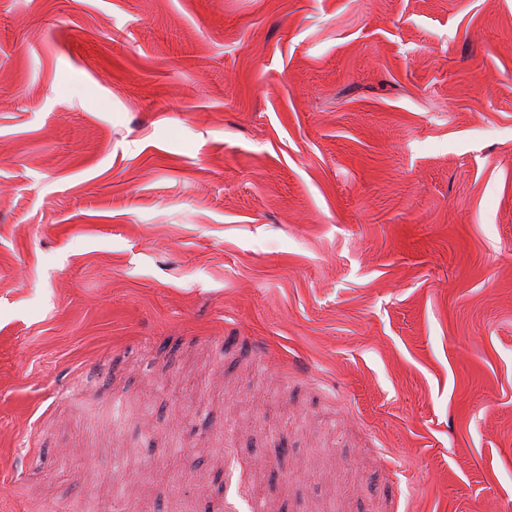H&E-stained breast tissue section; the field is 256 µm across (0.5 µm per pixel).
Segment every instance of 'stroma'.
I'll return each instance as SVG.
<instances>
[{
    "instance_id": "obj_1",
    "label": "stroma",
    "mask_w": 512,
    "mask_h": 512,
    "mask_svg": "<svg viewBox=\"0 0 512 512\" xmlns=\"http://www.w3.org/2000/svg\"><path fill=\"white\" fill-rule=\"evenodd\" d=\"M512 512V0H0V512Z\"/></svg>"
}]
</instances>
